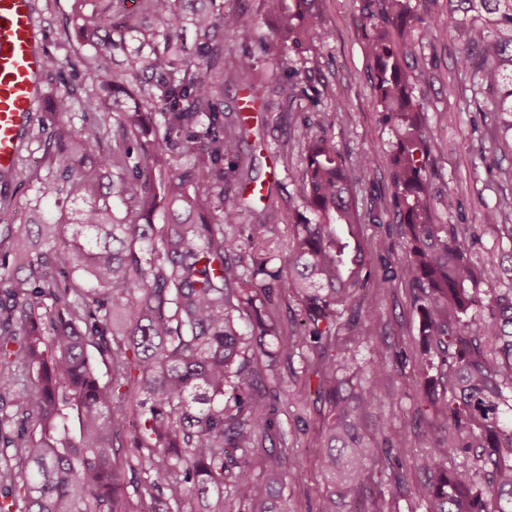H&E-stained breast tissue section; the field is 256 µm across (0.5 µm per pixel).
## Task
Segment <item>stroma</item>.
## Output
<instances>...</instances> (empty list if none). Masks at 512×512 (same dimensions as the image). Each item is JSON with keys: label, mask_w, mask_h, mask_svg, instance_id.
Here are the masks:
<instances>
[{"label": "stroma", "mask_w": 512, "mask_h": 512, "mask_svg": "<svg viewBox=\"0 0 512 512\" xmlns=\"http://www.w3.org/2000/svg\"><path fill=\"white\" fill-rule=\"evenodd\" d=\"M35 2L43 30L44 103L34 114L15 173L0 178V225L26 222L40 181L56 178L57 169L51 159L60 130L86 138L99 127L104 132L100 150L109 152L116 146L111 137L116 127L113 113H98L93 124L83 119L81 103L89 93L84 64L92 51L74 36L73 0ZM217 2L225 10L250 13L255 20L249 33L229 38L225 57L231 60L242 51H251L256 57L255 77L268 88L261 101L262 119L249 136L251 145L256 142L260 148L255 151L250 145L243 149L236 166L250 170L257 179L273 182L266 203L277 211L279 221L265 239L251 244L249 251L266 268L276 270L288 257L293 224L310 215L301 189L303 160L296 141L298 127L308 119L321 123L334 136L340 154L350 165L363 156L383 157L393 150L396 139L373 105L372 63L365 53L359 0H317L324 24L306 43L309 73L304 95L295 87L293 59L285 54L273 57L262 49L263 40L270 38L277 27L279 10L268 7L266 0ZM415 2L419 13L443 33L439 40L414 38L402 47L417 75L412 94L433 135L426 181L436 221L469 226V251L475 263L493 261L512 268V241L483 222L484 212L512 192V179L503 176L504 170L512 171V156L500 157L496 162L491 159L490 119L482 113L485 97L475 94L473 78L460 62L461 15L449 0ZM326 83L333 90L332 96L321 93ZM63 94L69 95L73 108L60 116L51 112L48 104ZM354 196L364 219L367 247L389 266H396L401 253L392 250L391 245L400 238V225L391 205L388 169L381 166L371 170L357 185ZM373 302L380 314L373 327L378 342L361 349L357 362L362 366L372 360L386 362L393 377L380 387L368 422L377 448H386L384 430L388 427L407 429L408 445L402 455L406 477L402 489H395L389 481L380 484L370 480L366 486L371 491H394L397 512H410L413 488L429 478L414 465L415 458L426 451L422 434L428 412L419 375L412 365L397 363L396 354L416 349L419 314L408 284L401 281L374 297ZM301 367L302 359L297 356L280 362L267 376L268 383L280 384L288 393L287 403L279 407L273 446L300 465L299 474L284 486L285 497L315 512L324 491L318 468L320 451L312 445L321 416L313 390L298 376Z\"/></svg>", "instance_id": "obj_1"}]
</instances>
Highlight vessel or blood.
<instances>
[{
  "instance_id": "vessel-or-blood-1",
  "label": "vessel or blood",
  "mask_w": 512,
  "mask_h": 512,
  "mask_svg": "<svg viewBox=\"0 0 512 512\" xmlns=\"http://www.w3.org/2000/svg\"><path fill=\"white\" fill-rule=\"evenodd\" d=\"M45 60L34 0H0V171L18 162L24 134L43 99Z\"/></svg>"
}]
</instances>
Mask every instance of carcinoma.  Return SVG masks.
Returning a JSON list of instances; mask_svg holds the SVG:
<instances>
[{
  "label": "carcinoma",
  "mask_w": 512,
  "mask_h": 512,
  "mask_svg": "<svg viewBox=\"0 0 512 512\" xmlns=\"http://www.w3.org/2000/svg\"><path fill=\"white\" fill-rule=\"evenodd\" d=\"M198 2L142 0L145 22L136 27L117 9L74 15V35L102 60L126 42L117 38L124 31L138 46L122 67L86 72L96 93L83 111L118 109L122 147L97 155L88 141L59 132V178L40 183L33 220L0 232V271L8 272L0 291V512H234L237 503L243 512H278L296 463L260 447L273 437L281 401L280 390L262 384V370L296 355L327 408L314 446L324 449L331 489L317 512H341L348 497L354 512H395L392 495L363 498L372 467L396 488L405 484L401 459L380 456L363 432L388 367L368 363L358 386L346 373L356 350L373 343L374 316L353 307L354 294H378L396 278L413 290L427 345L420 356L403 350L397 358L428 383L448 384L441 397L431 391L428 455L416 465L433 476L416 487L417 508L512 512V286L499 287L512 276L471 261L465 225L435 223L425 178L430 140L402 63L400 44L416 29L431 41L437 28L412 0H360L374 101L397 132L387 162L405 226L403 263L380 273L359 237L353 187L377 161L346 165L334 137L308 119L297 139L315 219L294 225L287 272L254 260L244 287L246 247L278 221L269 211L242 223L244 187L256 179L236 170L235 188L224 172V159L238 156L250 134L240 116L224 123V83L259 91L251 55L224 67L225 39L250 31L254 19L216 0L196 9ZM457 10L462 64L490 95L492 153L512 154V0H457ZM183 22L196 32L194 60L172 36ZM322 25L311 0H292L264 52L298 54ZM155 113L161 122L142 143ZM63 195L81 204L69 220L41 208ZM159 197L167 224L151 223ZM484 223L512 238V196L487 210ZM33 224L44 250L27 246ZM479 283L492 286L481 319L471 314L482 304ZM280 286L301 307V323L286 336L268 308ZM253 464L262 479L246 474Z\"/></svg>",
  "instance_id": "carcinoma-1"
}]
</instances>
